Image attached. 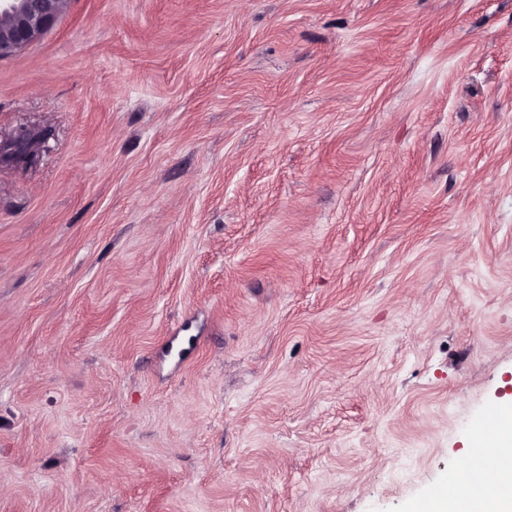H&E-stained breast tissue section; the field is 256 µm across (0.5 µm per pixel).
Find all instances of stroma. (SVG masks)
I'll return each instance as SVG.
<instances>
[{
	"instance_id": "obj_1",
	"label": "stroma",
	"mask_w": 512,
	"mask_h": 512,
	"mask_svg": "<svg viewBox=\"0 0 512 512\" xmlns=\"http://www.w3.org/2000/svg\"><path fill=\"white\" fill-rule=\"evenodd\" d=\"M21 126L0 512H412L512 406V0H68Z\"/></svg>"
}]
</instances>
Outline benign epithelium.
Wrapping results in <instances>:
<instances>
[{
  "label": "benign epithelium",
  "instance_id": "7a95c632",
  "mask_svg": "<svg viewBox=\"0 0 512 512\" xmlns=\"http://www.w3.org/2000/svg\"><path fill=\"white\" fill-rule=\"evenodd\" d=\"M64 8L65 0H0V58L45 35Z\"/></svg>",
  "mask_w": 512,
  "mask_h": 512
}]
</instances>
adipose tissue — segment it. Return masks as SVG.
Instances as JSON below:
<instances>
[{
	"label": "adipose tissue",
	"mask_w": 512,
	"mask_h": 512,
	"mask_svg": "<svg viewBox=\"0 0 512 512\" xmlns=\"http://www.w3.org/2000/svg\"><path fill=\"white\" fill-rule=\"evenodd\" d=\"M492 447L465 454L447 493L431 496L427 512H512V415L494 411Z\"/></svg>",
	"instance_id": "obj_1"
}]
</instances>
